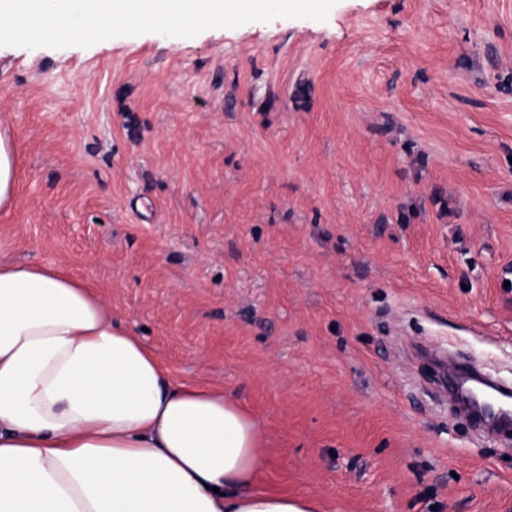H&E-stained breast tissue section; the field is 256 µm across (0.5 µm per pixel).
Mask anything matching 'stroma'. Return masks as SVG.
I'll return each instance as SVG.
<instances>
[{"label": "stroma", "instance_id": "obj_1", "mask_svg": "<svg viewBox=\"0 0 512 512\" xmlns=\"http://www.w3.org/2000/svg\"><path fill=\"white\" fill-rule=\"evenodd\" d=\"M311 88L296 99L298 85ZM11 260L86 278L321 512H512L424 353L512 381V0L0 47ZM19 177V148L11 127L0 122V213L13 206Z\"/></svg>", "mask_w": 512, "mask_h": 512}]
</instances>
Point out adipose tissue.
<instances>
[{
    "label": "adipose tissue",
    "instance_id": "adipose-tissue-1",
    "mask_svg": "<svg viewBox=\"0 0 512 512\" xmlns=\"http://www.w3.org/2000/svg\"><path fill=\"white\" fill-rule=\"evenodd\" d=\"M19 148L0 123V213ZM0 238V512H317L258 491L254 418L174 379L86 280Z\"/></svg>",
    "mask_w": 512,
    "mask_h": 512
}]
</instances>
